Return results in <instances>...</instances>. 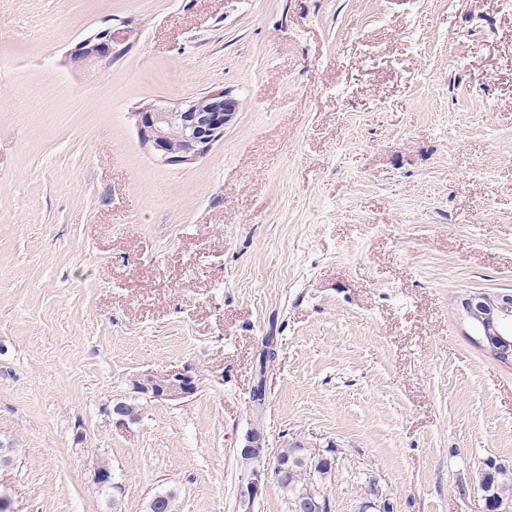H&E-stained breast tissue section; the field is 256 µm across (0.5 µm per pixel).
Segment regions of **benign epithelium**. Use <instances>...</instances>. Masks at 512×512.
I'll use <instances>...</instances> for the list:
<instances>
[{
  "mask_svg": "<svg viewBox=\"0 0 512 512\" xmlns=\"http://www.w3.org/2000/svg\"><path fill=\"white\" fill-rule=\"evenodd\" d=\"M126 48L125 36L105 28L78 43L70 58L77 67L105 68ZM239 108V100L228 90L195 96L172 108L148 105L136 113L138 136L160 162L190 164L224 137V129L234 121ZM174 118L181 123L183 137L180 146L172 150L165 127ZM464 307L491 347L504 354L505 359H511L512 322L509 318L512 317V294L473 295L465 300ZM164 375L171 380V385L166 388H153L157 374L152 371L138 375L136 382L151 391V398L157 400L178 401L196 393L195 377L189 368H173L165 371ZM267 476L268 466H253L243 471L241 483L248 488L250 495L255 496Z\"/></svg>",
  "mask_w": 512,
  "mask_h": 512,
  "instance_id": "obj_1",
  "label": "benign epithelium"
}]
</instances>
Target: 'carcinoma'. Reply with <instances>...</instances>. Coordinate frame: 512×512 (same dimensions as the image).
Returning <instances> with one entry per match:
<instances>
[{"label": "carcinoma", "instance_id": "carcinoma-1", "mask_svg": "<svg viewBox=\"0 0 512 512\" xmlns=\"http://www.w3.org/2000/svg\"><path fill=\"white\" fill-rule=\"evenodd\" d=\"M339 468V458L330 450L315 452L300 440H285L276 454L273 477L287 495L289 512H334L327 483ZM486 512L512 507V467L495 461L486 463L482 473ZM176 495L155 496L149 512H176Z\"/></svg>", "mask_w": 512, "mask_h": 512}]
</instances>
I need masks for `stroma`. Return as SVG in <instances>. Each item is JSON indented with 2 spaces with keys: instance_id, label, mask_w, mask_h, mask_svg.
<instances>
[{
  "instance_id": "stroma-1",
  "label": "stroma",
  "mask_w": 512,
  "mask_h": 512,
  "mask_svg": "<svg viewBox=\"0 0 512 512\" xmlns=\"http://www.w3.org/2000/svg\"><path fill=\"white\" fill-rule=\"evenodd\" d=\"M110 26L126 52L75 67ZM224 89L240 110L203 158L139 141L140 108ZM510 292L512 0H0L15 512H148L168 491L240 512L256 422L273 453L334 444V512L372 484L397 512H485V463L512 466V363L461 302ZM185 366L192 397L136 394Z\"/></svg>"
}]
</instances>
